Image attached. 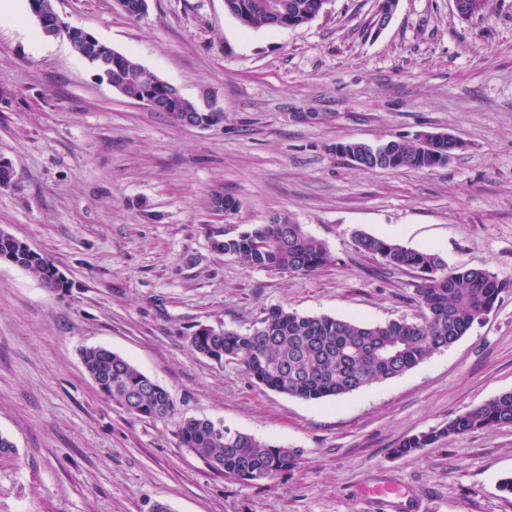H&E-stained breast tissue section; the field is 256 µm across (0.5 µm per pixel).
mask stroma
<instances>
[{
	"instance_id": "1",
	"label": "stroma",
	"mask_w": 512,
	"mask_h": 512,
	"mask_svg": "<svg viewBox=\"0 0 512 512\" xmlns=\"http://www.w3.org/2000/svg\"><path fill=\"white\" fill-rule=\"evenodd\" d=\"M329 0L294 28L243 30L224 0H56L70 24L224 120L173 122L120 95L15 0L0 13V229L45 254L58 293L0 262V512H512V425L399 457L416 434L512 392V0L462 20L452 0ZM445 133L462 146L431 170H366L336 151ZM239 209L222 216L213 193ZM284 217L323 242L309 273L253 268L215 241ZM363 231L482 268L494 309L404 375L308 402L195 353L200 328L246 331L266 310L419 321L416 272L359 250ZM104 347L164 387L181 418L300 451L271 482L224 477L183 448L173 422L106 398L81 352ZM390 483L401 503L373 499Z\"/></svg>"
}]
</instances>
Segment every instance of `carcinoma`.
<instances>
[{
	"label": "carcinoma",
	"instance_id": "1",
	"mask_svg": "<svg viewBox=\"0 0 512 512\" xmlns=\"http://www.w3.org/2000/svg\"><path fill=\"white\" fill-rule=\"evenodd\" d=\"M320 0H224L226 10L241 26H273L271 5L283 18L313 13ZM143 67L128 55L123 68L107 70L109 85L135 97L145 88ZM343 153L362 159L366 169H434L448 164V143L435 150L412 140L337 144ZM360 250L382 257L398 269L424 276L417 289L423 315L418 322L367 324L334 316L304 315L279 306L269 308L247 332L210 329L191 338L194 352L219 362L239 361L260 385L305 401L339 398L374 383L397 378L435 352L458 341L471 326L492 311L507 284L489 272L471 268L449 271L436 253L417 251L397 242L359 233ZM218 251L252 267L311 273L329 262L326 246L286 219L254 224L234 238L215 242ZM0 260L16 262L41 283H53L55 265L41 253H29L25 243L0 230ZM86 372L99 390L140 418L168 420L175 407L168 392L118 353L102 347L82 351ZM512 425V392L448 421L439 430L414 435L395 448L398 455L426 448L446 436ZM176 435L189 452L216 472L239 481H271L297 465L299 450L260 440L223 427L210 419L182 418Z\"/></svg>",
	"mask_w": 512,
	"mask_h": 512
}]
</instances>
